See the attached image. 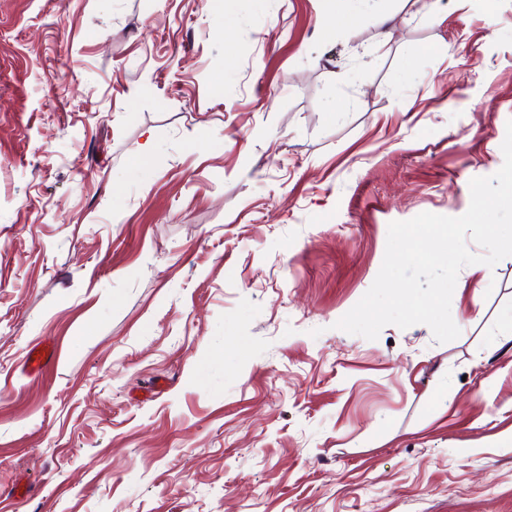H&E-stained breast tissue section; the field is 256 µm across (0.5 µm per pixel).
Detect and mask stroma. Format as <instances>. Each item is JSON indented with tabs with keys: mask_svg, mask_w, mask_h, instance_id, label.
I'll return each instance as SVG.
<instances>
[{
	"mask_svg": "<svg viewBox=\"0 0 512 512\" xmlns=\"http://www.w3.org/2000/svg\"><path fill=\"white\" fill-rule=\"evenodd\" d=\"M223 4L0 0V502L512 512V256L335 327L500 169L512 0Z\"/></svg>",
	"mask_w": 512,
	"mask_h": 512,
	"instance_id": "stroma-1",
	"label": "stroma"
}]
</instances>
